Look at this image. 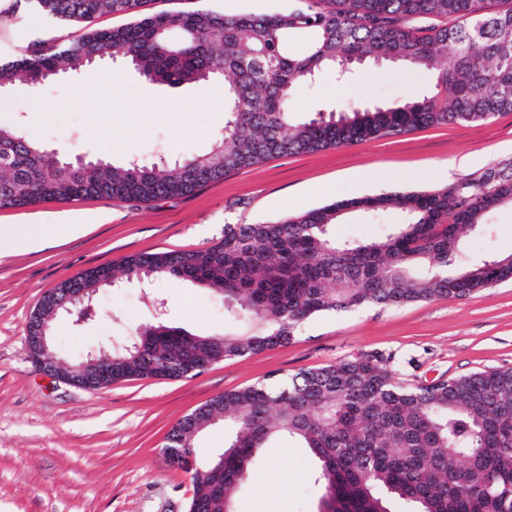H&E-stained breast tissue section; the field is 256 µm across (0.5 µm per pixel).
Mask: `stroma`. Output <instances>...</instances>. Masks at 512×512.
Masks as SVG:
<instances>
[{"label": "stroma", "mask_w": 512, "mask_h": 512, "mask_svg": "<svg viewBox=\"0 0 512 512\" xmlns=\"http://www.w3.org/2000/svg\"><path fill=\"white\" fill-rule=\"evenodd\" d=\"M0 0V59L34 42L77 38V23L51 24ZM297 0H148L147 11L207 8L224 15L284 14ZM120 74L129 95L110 99ZM431 75L390 64L366 65L345 81L322 74L299 92L300 115L383 105L430 88ZM223 88L168 89L145 82L121 61H106L35 90L20 84L0 96V121L23 119L51 146L68 144L88 159L175 161L207 151L224 125ZM467 155L470 165L445 174L440 162ZM512 164V112L489 121L448 124L364 143L273 158L227 174L194 194L137 203L83 199L0 210V227L58 224L104 213L80 237L0 257V512H187L192 481L163 458L164 438L179 419L224 392L364 352L395 354L409 383L512 367V282L468 298L402 307L365 305L304 321L286 346L218 363L191 378L133 379L86 390L39 372L27 358L28 323L43 294L86 268L137 253L204 250L228 224H259L340 200L390 191L441 190ZM400 213L355 212L333 225L337 241L367 242ZM491 237H471L473 259L512 254V206L497 207ZM164 302L170 322L199 335L236 333L239 310L198 284L167 277L101 290L91 316L60 322L54 343L63 359L122 338L152 320ZM236 496L235 512H317L314 468L297 440L276 438Z\"/></svg>", "instance_id": "1"}]
</instances>
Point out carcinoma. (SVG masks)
I'll return each instance as SVG.
<instances>
[{
  "label": "carcinoma",
  "mask_w": 512,
  "mask_h": 512,
  "mask_svg": "<svg viewBox=\"0 0 512 512\" xmlns=\"http://www.w3.org/2000/svg\"><path fill=\"white\" fill-rule=\"evenodd\" d=\"M49 23L78 22L67 43L40 41L0 61V89L35 88L116 53L139 76L171 88L224 83V131L202 154L170 164L136 159L73 162L48 149L21 122L0 123V209L84 198L151 202L190 194L272 157L313 153L512 112V0H306L281 15L224 16L208 9L150 14L148 0H17ZM133 17L101 31L102 13ZM454 20L448 26L433 19ZM306 41L300 53L290 41ZM453 56H448V50ZM382 52L425 70L432 88L392 102L301 120L296 92L325 69L338 72ZM63 167L52 179L44 162ZM512 204V170H490L436 191L350 198L263 224H226L205 251L140 253L112 265V282L157 276L197 283L236 303V335H197L163 321L112 345V382L182 379L227 359L286 346L299 325L325 311L365 304L400 307L464 298L512 281V255L474 262L466 240L492 232V209ZM396 210L403 222L371 243H338L330 227L346 214ZM66 288L104 285L87 273L59 282L31 316L53 331ZM393 356L352 359L221 394L179 420L163 447L193 452L197 424L222 419L224 450L191 472L188 508L234 512V495L272 438L294 437L316 464L318 512H512V368L440 377L396 378Z\"/></svg>",
  "instance_id": "obj_1"
}]
</instances>
